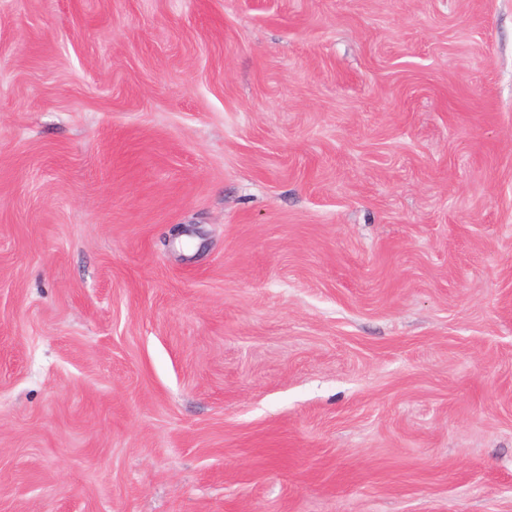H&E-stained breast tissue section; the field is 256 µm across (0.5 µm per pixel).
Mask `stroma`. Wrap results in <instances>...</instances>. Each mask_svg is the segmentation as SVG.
<instances>
[{
    "mask_svg": "<svg viewBox=\"0 0 512 512\" xmlns=\"http://www.w3.org/2000/svg\"><path fill=\"white\" fill-rule=\"evenodd\" d=\"M0 512H512V0H0Z\"/></svg>",
    "mask_w": 512,
    "mask_h": 512,
    "instance_id": "1",
    "label": "stroma"
}]
</instances>
